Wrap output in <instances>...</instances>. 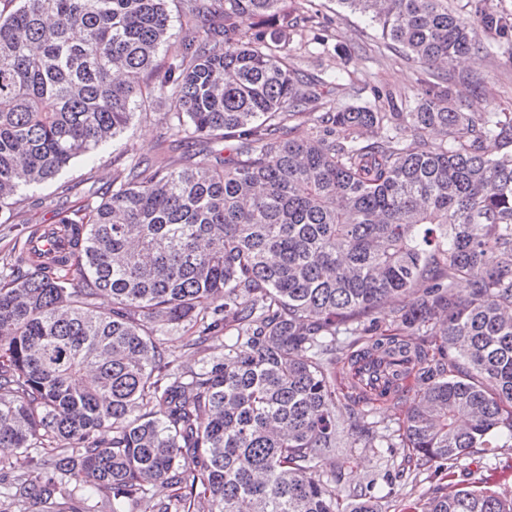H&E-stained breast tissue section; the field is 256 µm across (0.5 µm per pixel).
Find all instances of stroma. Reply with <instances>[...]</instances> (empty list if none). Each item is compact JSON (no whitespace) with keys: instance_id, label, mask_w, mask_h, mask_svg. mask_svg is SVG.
<instances>
[{"instance_id":"obj_1","label":"stroma","mask_w":512,"mask_h":512,"mask_svg":"<svg viewBox=\"0 0 512 512\" xmlns=\"http://www.w3.org/2000/svg\"><path fill=\"white\" fill-rule=\"evenodd\" d=\"M300 13L317 16L328 31L326 49L298 50L297 68L314 75L343 73V90L323 94L324 104L343 107L370 100L371 86L410 93L424 77L417 62L398 45H386L377 26L345 9L339 0H296ZM454 76L483 80L487 99L499 112L512 113V61L491 52L456 63ZM166 97L154 98L147 113L134 114L127 132L97 152L95 161L77 159L51 181L21 190L23 203L9 223L0 224V253L11 248L26 227L52 224L58 212L96 201L112 179L114 163L127 157L151 158L162 141ZM405 406L396 402L372 407L357 398L343 400L336 415L341 446L330 488L337 499L354 494L378 496L382 512H421L428 499L442 495L449 483L487 486L512 497V448H488L451 461L449 475L406 470L407 451L400 445Z\"/></svg>"}]
</instances>
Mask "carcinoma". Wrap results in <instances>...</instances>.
Masks as SVG:
<instances>
[{
	"instance_id": "carcinoma-1",
	"label": "carcinoma",
	"mask_w": 512,
	"mask_h": 512,
	"mask_svg": "<svg viewBox=\"0 0 512 512\" xmlns=\"http://www.w3.org/2000/svg\"><path fill=\"white\" fill-rule=\"evenodd\" d=\"M3 0L0 215L114 141L166 95L164 140L193 147L117 165L104 198L29 230L0 256V512H380L328 486L334 365L367 402L408 372L403 446L417 470L512 440V114L471 111L448 68L487 50L512 59V14L473 0H340L401 45L428 78L404 111L321 113L339 73L292 62L288 31L326 27L288 0ZM124 74L112 80V71ZM499 146L495 156L484 141ZM471 298L459 301L457 280ZM112 298V310L96 298ZM397 305L393 328L370 318ZM199 353L178 361L171 337ZM422 336L437 337L429 349ZM383 364L387 387L366 385ZM174 488L164 500L150 486ZM422 512H512L454 484Z\"/></svg>"
}]
</instances>
